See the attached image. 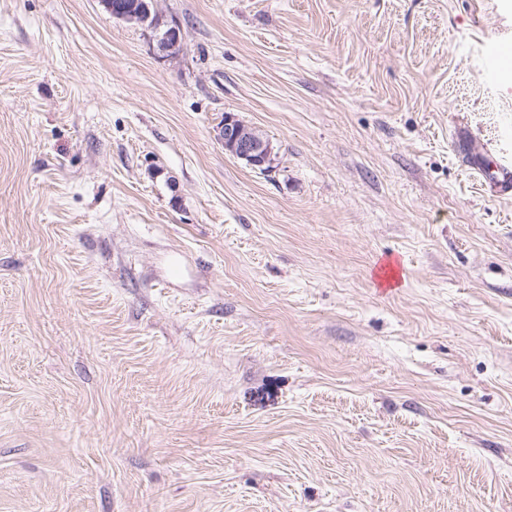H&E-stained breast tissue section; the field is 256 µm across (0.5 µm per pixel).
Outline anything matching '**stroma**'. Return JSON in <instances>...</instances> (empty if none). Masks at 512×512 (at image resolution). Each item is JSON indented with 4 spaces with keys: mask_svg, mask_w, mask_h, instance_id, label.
<instances>
[{
    "mask_svg": "<svg viewBox=\"0 0 512 512\" xmlns=\"http://www.w3.org/2000/svg\"><path fill=\"white\" fill-rule=\"evenodd\" d=\"M157 7L0 0V512H512V0ZM124 0H102L112 18L127 23L148 25L154 29L155 46L161 54H168L178 49L182 42V28L177 22L168 24L161 30L156 0H133V4H121ZM217 139L224 152L244 161L253 169L271 170L273 148L258 130L248 127L236 115L226 113L224 123L217 127ZM455 146L467 165L476 171L479 177L493 188L500 196L512 195V162L502 157L494 159L493 150L475 135L458 137ZM480 148L477 153L472 149Z\"/></svg>",
    "mask_w": 512,
    "mask_h": 512,
    "instance_id": "stroma-1",
    "label": "stroma"
}]
</instances>
